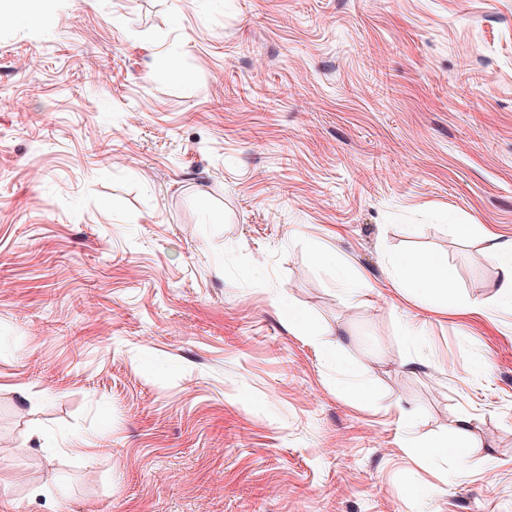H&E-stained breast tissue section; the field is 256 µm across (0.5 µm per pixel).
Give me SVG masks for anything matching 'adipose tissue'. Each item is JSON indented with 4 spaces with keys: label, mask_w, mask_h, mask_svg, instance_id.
<instances>
[{
    "label": "adipose tissue",
    "mask_w": 512,
    "mask_h": 512,
    "mask_svg": "<svg viewBox=\"0 0 512 512\" xmlns=\"http://www.w3.org/2000/svg\"><path fill=\"white\" fill-rule=\"evenodd\" d=\"M391 267V277L399 287L414 289L423 300L431 303L447 299L453 272L445 257L437 254H403L392 260Z\"/></svg>",
    "instance_id": "adipose-tissue-1"
}]
</instances>
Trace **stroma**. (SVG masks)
Returning <instances> with one entry per match:
<instances>
[{
    "label": "stroma",
    "mask_w": 512,
    "mask_h": 512,
    "mask_svg": "<svg viewBox=\"0 0 512 512\" xmlns=\"http://www.w3.org/2000/svg\"><path fill=\"white\" fill-rule=\"evenodd\" d=\"M487 232L512 0H0V512H512ZM391 277L401 288H413L428 302L438 303L448 298V285L453 272L448 260L437 254H403L392 262Z\"/></svg>",
    "instance_id": "stroma-1"
}]
</instances>
